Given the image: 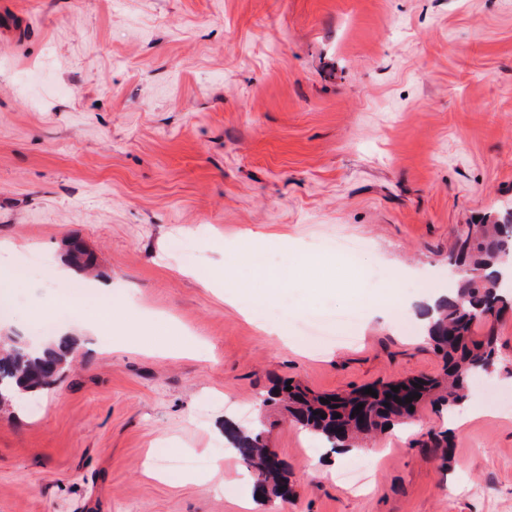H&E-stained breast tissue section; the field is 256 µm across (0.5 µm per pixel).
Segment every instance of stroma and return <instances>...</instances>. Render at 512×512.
I'll use <instances>...</instances> for the list:
<instances>
[{"mask_svg":"<svg viewBox=\"0 0 512 512\" xmlns=\"http://www.w3.org/2000/svg\"><path fill=\"white\" fill-rule=\"evenodd\" d=\"M509 207L512 0H0V331L32 336L62 295L49 316L75 342L57 386L0 411V512H512V315L476 418L423 406L380 460L308 453L259 405L278 377L439 373L419 305L447 290L459 227ZM72 237L95 279L60 276ZM258 254L283 273L259 304ZM95 280L152 328L76 330ZM351 310L353 341L302 342ZM259 416L293 466L273 505L238 459L208 477L225 420ZM445 429L444 464L418 441Z\"/></svg>","mask_w":512,"mask_h":512,"instance_id":"obj_1","label":"stroma"}]
</instances>
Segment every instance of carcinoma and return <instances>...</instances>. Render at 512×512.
I'll return each instance as SVG.
<instances>
[{
	"instance_id": "obj_1",
	"label": "carcinoma",
	"mask_w": 512,
	"mask_h": 512,
	"mask_svg": "<svg viewBox=\"0 0 512 512\" xmlns=\"http://www.w3.org/2000/svg\"><path fill=\"white\" fill-rule=\"evenodd\" d=\"M511 257L512 208L460 230L448 261L464 274L448 297L436 304L426 331L427 344L442 360L441 373L372 383L375 397L364 393L362 387L320 395L299 382L279 378L262 394L261 405L283 406L295 424L332 454L407 423L425 403L453 409L468 398L471 378L496 366L494 324L512 310V288L504 284L494 267ZM66 262L79 273L87 274L94 267L92 256L77 240L70 242ZM0 337L8 344L0 350V402L11 406L15 393L30 395L58 383L72 352L68 337L31 350L25 349L26 339L19 334ZM393 386L399 391H391ZM407 397L412 401L405 402ZM322 398L329 403L320 402ZM359 404L362 410L357 412ZM270 434L271 428L262 421L250 429L224 421V436L253 469V492L260 493L265 503L284 500L293 492L291 465L284 457L278 455L274 463L261 465L270 455Z\"/></svg>"
}]
</instances>
